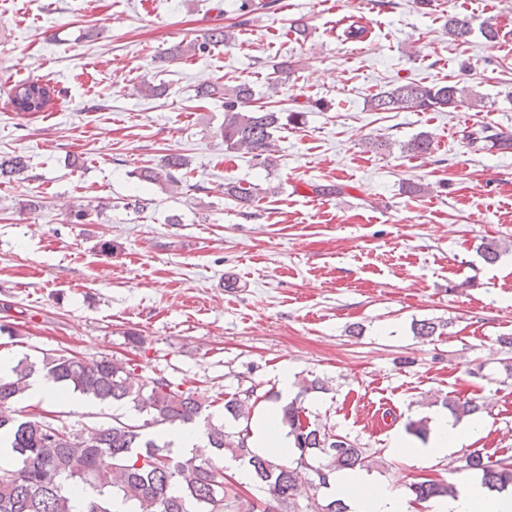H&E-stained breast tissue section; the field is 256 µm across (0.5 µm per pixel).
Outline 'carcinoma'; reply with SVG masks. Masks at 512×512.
Returning <instances> with one entry per match:
<instances>
[{"mask_svg": "<svg viewBox=\"0 0 512 512\" xmlns=\"http://www.w3.org/2000/svg\"><path fill=\"white\" fill-rule=\"evenodd\" d=\"M471 33L470 21L460 14L448 15V36L465 43ZM231 30L214 27L204 38L188 44L193 54L228 45ZM55 89L48 82L29 79L14 84L8 95L13 110L20 114L46 112L53 105ZM254 88L248 82L224 86V150L242 152L268 161L274 135L289 124L302 120V112L274 106L253 107ZM482 98L456 83L439 84L409 81L372 93L366 100L371 112H438L460 107L475 108ZM463 140L473 146L484 143L501 152H512V132L480 125L463 132ZM433 140L419 132L398 144L400 152L416 156L431 153ZM184 155H167L158 168L143 169L138 179L150 183L176 185L175 173L186 168ZM29 168L22 152L0 155V182L21 179ZM226 194L241 202H253L251 187L230 184ZM446 328L444 323L420 320L415 335L430 339ZM41 374L66 389L101 403L129 408L134 417L112 418V424L88 426L64 424L51 411L23 412L15 408L28 381ZM261 396L253 386L233 393L224 400V412L238 423L233 440L224 424L212 421L210 409L217 400L200 397L191 387H182L168 378L136 377V364L103 356L87 361L67 350H50L35 362L23 356L0 375V437H7L14 467H0V512H117L116 501L131 507V512H260L261 504L272 500L280 512H299L298 500H310V512H345L342 503L326 504L316 497L339 470L365 466L363 449L350 441L333 447L326 428L303 419L304 409L292 401L282 409L281 424L293 438L296 457L260 455L248 446L250 416ZM456 417L473 416L482 406L470 401L447 402ZM202 423L208 444L219 455L227 453L247 463L251 479L264 497L244 498L224 483V467L214 460L178 456L171 444L160 441L155 429L163 425ZM318 461L313 466L310 461ZM307 467L315 475L307 487L297 478V468ZM463 470H480L483 482L502 491L512 488V463L502 461L496 468L485 465L473 451L465 457ZM413 502L423 503L438 497H453L456 487L435 479L411 485ZM83 496L76 506L75 492Z\"/></svg>", "mask_w": 512, "mask_h": 512, "instance_id": "carcinoma-1", "label": "carcinoma"}]
</instances>
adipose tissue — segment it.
Listing matches in <instances>:
<instances>
[{
  "label": "adipose tissue",
  "instance_id": "ef3b65f1",
  "mask_svg": "<svg viewBox=\"0 0 512 512\" xmlns=\"http://www.w3.org/2000/svg\"><path fill=\"white\" fill-rule=\"evenodd\" d=\"M481 431V424L474 421L464 426L452 425L447 411L440 410L433 416V434L427 444H412L396 432L391 437V450L398 455L431 461L448 456L465 441L477 439ZM250 432L251 447L264 454L282 456L292 445L281 428L279 408L275 405L267 406L253 418ZM330 493L342 500L349 512H407L396 491L366 474H338L330 485ZM432 512H512V494L489 489L475 480L457 496L438 499Z\"/></svg>",
  "mask_w": 512,
  "mask_h": 512
}]
</instances>
